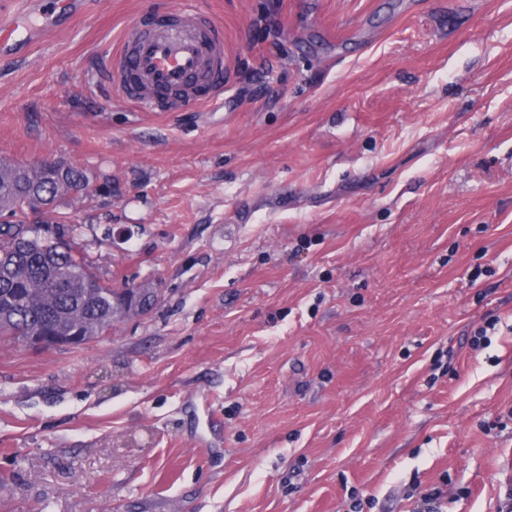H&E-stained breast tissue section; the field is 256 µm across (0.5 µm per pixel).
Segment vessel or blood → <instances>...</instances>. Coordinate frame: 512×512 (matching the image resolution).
<instances>
[{
	"label": "vessel or blood",
	"instance_id": "vessel-or-blood-1",
	"mask_svg": "<svg viewBox=\"0 0 512 512\" xmlns=\"http://www.w3.org/2000/svg\"><path fill=\"white\" fill-rule=\"evenodd\" d=\"M30 10L0 20V55L30 45L38 18L74 17V0H30ZM224 29L202 16L196 0H180L170 19L133 22L111 55L115 90L147 112H174L217 101L224 92Z\"/></svg>",
	"mask_w": 512,
	"mask_h": 512
}]
</instances>
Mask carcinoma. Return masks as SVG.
<instances>
[{
	"instance_id": "obj_1",
	"label": "carcinoma",
	"mask_w": 512,
	"mask_h": 512,
	"mask_svg": "<svg viewBox=\"0 0 512 512\" xmlns=\"http://www.w3.org/2000/svg\"><path fill=\"white\" fill-rule=\"evenodd\" d=\"M94 176L67 164L19 166L0 160V214L14 222L0 223V335L24 340L20 331L52 320L58 331L81 333L83 343L98 340L112 329L108 288L91 274L84 253L59 251L33 238L32 225L17 219L26 212L34 193L60 198L82 193ZM70 284L54 288L62 270Z\"/></svg>"
}]
</instances>
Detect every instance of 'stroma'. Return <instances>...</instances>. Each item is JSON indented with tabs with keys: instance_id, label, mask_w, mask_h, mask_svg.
I'll return each mask as SVG.
<instances>
[{
	"instance_id": "35a3bbf8",
	"label": "stroma",
	"mask_w": 512,
	"mask_h": 512,
	"mask_svg": "<svg viewBox=\"0 0 512 512\" xmlns=\"http://www.w3.org/2000/svg\"><path fill=\"white\" fill-rule=\"evenodd\" d=\"M86 0L0 56V160L65 163L145 316L0 336V512H498L512 489V0H198L224 94L114 96ZM495 322L481 344L473 337ZM129 291L130 293L128 292L123 296V315H127V313L132 315L143 311V316L153 308L156 300L154 293L145 294L138 288H132Z\"/></svg>"
}]
</instances>
